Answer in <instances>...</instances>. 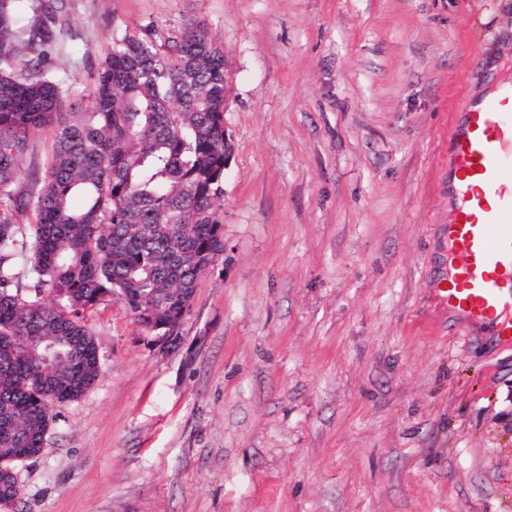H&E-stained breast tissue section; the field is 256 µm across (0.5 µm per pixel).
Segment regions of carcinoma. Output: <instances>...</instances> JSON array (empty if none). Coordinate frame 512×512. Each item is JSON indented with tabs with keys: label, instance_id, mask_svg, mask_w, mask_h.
Returning <instances> with one entry per match:
<instances>
[{
	"label": "carcinoma",
	"instance_id": "1",
	"mask_svg": "<svg viewBox=\"0 0 512 512\" xmlns=\"http://www.w3.org/2000/svg\"><path fill=\"white\" fill-rule=\"evenodd\" d=\"M26 12V0H0V192L20 178L28 134H57L39 194L0 202V502L22 494L3 470L41 455L54 408L99 376L87 312L121 292L163 333L224 252L223 53L192 26L125 35L105 51L93 107L63 121L44 64L55 7ZM30 205L38 221L22 224Z\"/></svg>",
	"mask_w": 512,
	"mask_h": 512
}]
</instances>
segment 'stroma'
<instances>
[{
	"label": "stroma",
	"mask_w": 512,
	"mask_h": 512,
	"mask_svg": "<svg viewBox=\"0 0 512 512\" xmlns=\"http://www.w3.org/2000/svg\"><path fill=\"white\" fill-rule=\"evenodd\" d=\"M148 25L224 54V251L166 340L88 312L98 380L0 512H512V348L431 290L450 119L512 74V0H62L69 106ZM54 148L30 133L29 194Z\"/></svg>",
	"instance_id": "obj_1"
}]
</instances>
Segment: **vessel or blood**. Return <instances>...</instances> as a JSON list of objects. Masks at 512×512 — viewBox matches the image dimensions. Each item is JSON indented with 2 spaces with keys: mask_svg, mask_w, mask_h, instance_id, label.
<instances>
[{
  "mask_svg": "<svg viewBox=\"0 0 512 512\" xmlns=\"http://www.w3.org/2000/svg\"><path fill=\"white\" fill-rule=\"evenodd\" d=\"M448 278L452 317L512 332V86L476 100L449 125Z\"/></svg>",
  "mask_w": 512,
  "mask_h": 512,
  "instance_id": "b4317fda",
  "label": "vessel or blood"
}]
</instances>
